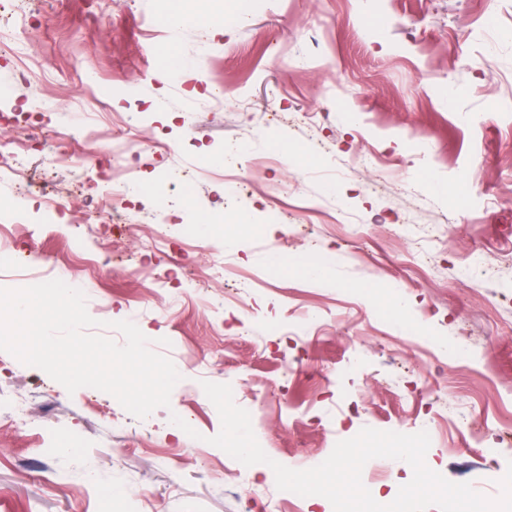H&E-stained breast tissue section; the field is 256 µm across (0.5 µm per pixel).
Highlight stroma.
Returning <instances> with one entry per match:
<instances>
[{"label":"stroma","mask_w":512,"mask_h":512,"mask_svg":"<svg viewBox=\"0 0 512 512\" xmlns=\"http://www.w3.org/2000/svg\"><path fill=\"white\" fill-rule=\"evenodd\" d=\"M0 134L38 77L68 148L147 142L125 198L144 236L78 244L36 204L8 241L82 283L98 335L137 322L181 379L147 418L0 351V512H334L208 439L230 385L270 457L303 470L363 428H433L427 466L489 498L512 434V0H19ZM185 66L160 79L170 49ZM485 115L482 126L468 124ZM239 145L236 164L219 161ZM250 217L238 224L239 215ZM198 225V248L176 220ZM338 255L316 285L289 268ZM95 252L98 263L85 262ZM224 264V281L210 277ZM413 303L394 316L391 291ZM295 371L284 375L283 362ZM177 414L195 431L176 439Z\"/></svg>","instance_id":"stroma-1"}]
</instances>
